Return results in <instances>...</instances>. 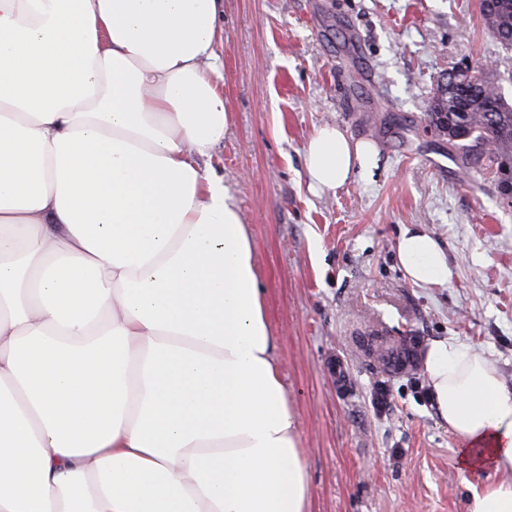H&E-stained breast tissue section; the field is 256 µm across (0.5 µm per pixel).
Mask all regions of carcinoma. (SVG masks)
<instances>
[{"label": "carcinoma", "mask_w": 512, "mask_h": 512, "mask_svg": "<svg viewBox=\"0 0 512 512\" xmlns=\"http://www.w3.org/2000/svg\"><path fill=\"white\" fill-rule=\"evenodd\" d=\"M479 9L498 41L512 47V0H502L491 17L485 14L484 5ZM497 89L499 81L495 73L489 72L468 85L452 102L440 88L428 101L426 117L430 126L438 136L448 138L453 149L450 158L466 174L487 170L496 178L501 164L512 162V102L489 107ZM388 344L411 352L414 339L399 336L390 342L377 333L368 336L363 354L372 371L379 372L381 366L392 372L401 370L397 357L385 351Z\"/></svg>", "instance_id": "obj_1"}]
</instances>
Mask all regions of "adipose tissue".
I'll return each mask as SVG.
<instances>
[{"label":"adipose tissue","instance_id":"obj_1","mask_svg":"<svg viewBox=\"0 0 512 512\" xmlns=\"http://www.w3.org/2000/svg\"><path fill=\"white\" fill-rule=\"evenodd\" d=\"M221 0H0V512H310L256 252L204 163L232 113ZM375 148L305 149L330 192ZM409 280L444 248L406 229ZM424 366L467 512H512V389L445 340Z\"/></svg>","mask_w":512,"mask_h":512}]
</instances>
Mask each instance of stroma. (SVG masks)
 I'll use <instances>...</instances> for the list:
<instances>
[{
  "label": "stroma",
  "instance_id": "stroma-1",
  "mask_svg": "<svg viewBox=\"0 0 512 512\" xmlns=\"http://www.w3.org/2000/svg\"><path fill=\"white\" fill-rule=\"evenodd\" d=\"M232 122L207 165L255 246L275 354L300 423L311 512H466L458 443L408 376L376 377L359 345L375 328L484 351L512 388V206L463 176L424 110L460 64L494 66L512 96V49L479 0H224L219 50ZM333 124L379 151L320 196L305 148ZM444 246L446 285L397 263L402 232Z\"/></svg>",
  "mask_w": 512,
  "mask_h": 512
}]
</instances>
